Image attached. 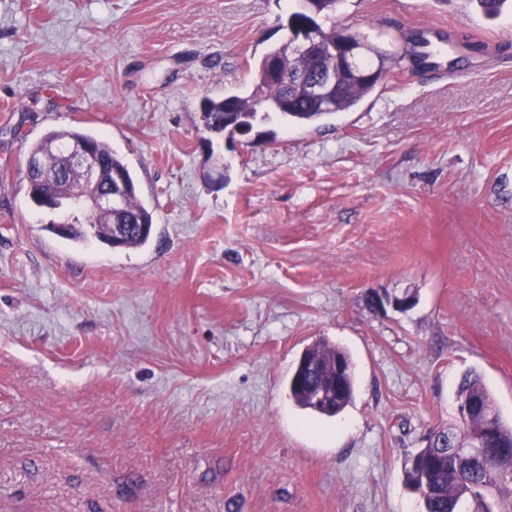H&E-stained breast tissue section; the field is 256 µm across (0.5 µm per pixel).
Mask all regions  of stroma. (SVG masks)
<instances>
[{"label":"stroma","mask_w":512,"mask_h":512,"mask_svg":"<svg viewBox=\"0 0 512 512\" xmlns=\"http://www.w3.org/2000/svg\"><path fill=\"white\" fill-rule=\"evenodd\" d=\"M292 7L0 0V512H424L404 463L465 373L512 425V15L341 0L337 26L395 52L449 31L445 76L207 131L200 99L250 90ZM77 126L131 172L144 246L72 242L32 204L31 144ZM320 339L354 364L333 417L288 396Z\"/></svg>","instance_id":"obj_1"}]
</instances>
